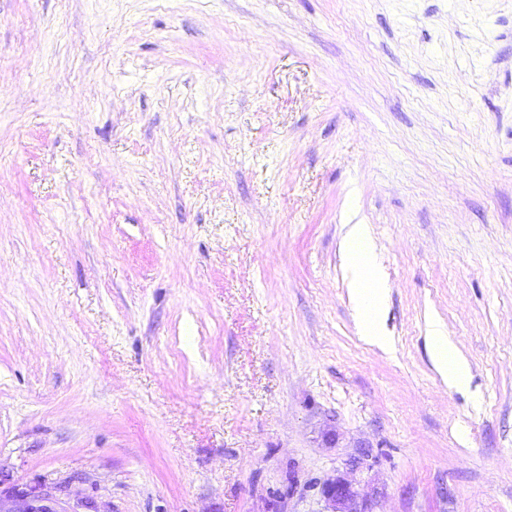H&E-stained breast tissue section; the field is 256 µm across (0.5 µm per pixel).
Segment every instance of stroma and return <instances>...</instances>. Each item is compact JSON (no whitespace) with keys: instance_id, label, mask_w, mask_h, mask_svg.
<instances>
[{"instance_id":"obj_1","label":"stroma","mask_w":512,"mask_h":512,"mask_svg":"<svg viewBox=\"0 0 512 512\" xmlns=\"http://www.w3.org/2000/svg\"><path fill=\"white\" fill-rule=\"evenodd\" d=\"M0 470L89 512H322L337 474L512 512V0H0ZM342 240V249L348 263V271L353 290V297L358 313L361 315L365 337L375 343L381 339L375 334L373 324L374 298L376 283L374 274L376 260L367 238L365 224H347ZM432 335L438 344V368L449 385L461 383L468 374V366L465 361L451 351L449 339L442 329L432 324ZM448 341V347H447Z\"/></svg>"}]
</instances>
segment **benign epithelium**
Instances as JSON below:
<instances>
[{
	"label": "benign epithelium",
	"instance_id": "obj_1",
	"mask_svg": "<svg viewBox=\"0 0 512 512\" xmlns=\"http://www.w3.org/2000/svg\"><path fill=\"white\" fill-rule=\"evenodd\" d=\"M325 512H371L368 499L354 484L334 476L321 484ZM83 501L73 502L62 486L37 482L21 486L0 471V512H80Z\"/></svg>",
	"mask_w": 512,
	"mask_h": 512
}]
</instances>
